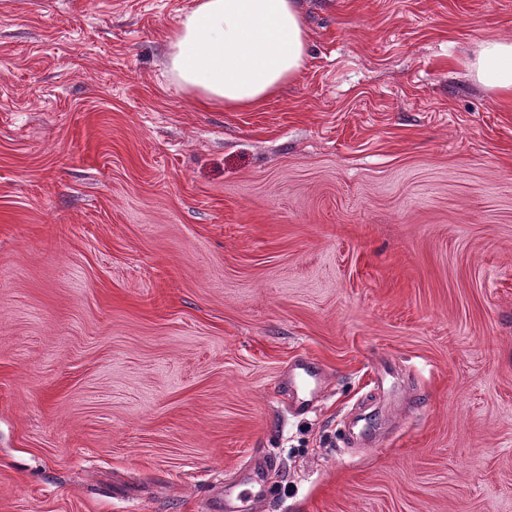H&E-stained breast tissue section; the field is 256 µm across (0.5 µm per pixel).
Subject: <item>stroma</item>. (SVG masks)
Returning a JSON list of instances; mask_svg holds the SVG:
<instances>
[{
  "instance_id": "1",
  "label": "stroma",
  "mask_w": 512,
  "mask_h": 512,
  "mask_svg": "<svg viewBox=\"0 0 512 512\" xmlns=\"http://www.w3.org/2000/svg\"><path fill=\"white\" fill-rule=\"evenodd\" d=\"M299 2L228 112L164 71L194 0H0V512H207L262 453L260 512H512V0ZM481 85L500 91L512 90V40L489 38L469 64ZM288 383L291 388H296L294 411L307 413L310 411L314 399L323 390L324 377L318 374L313 359L305 357L298 360L289 369ZM298 392H300V395Z\"/></svg>"
}]
</instances>
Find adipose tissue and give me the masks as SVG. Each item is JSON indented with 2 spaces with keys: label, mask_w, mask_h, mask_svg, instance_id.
Listing matches in <instances>:
<instances>
[{
  "label": "adipose tissue",
  "mask_w": 512,
  "mask_h": 512,
  "mask_svg": "<svg viewBox=\"0 0 512 512\" xmlns=\"http://www.w3.org/2000/svg\"><path fill=\"white\" fill-rule=\"evenodd\" d=\"M307 29L297 0H197L167 37L172 83L228 111L256 106L307 64ZM473 78L512 90V40H485Z\"/></svg>",
  "instance_id": "obj_1"
}]
</instances>
